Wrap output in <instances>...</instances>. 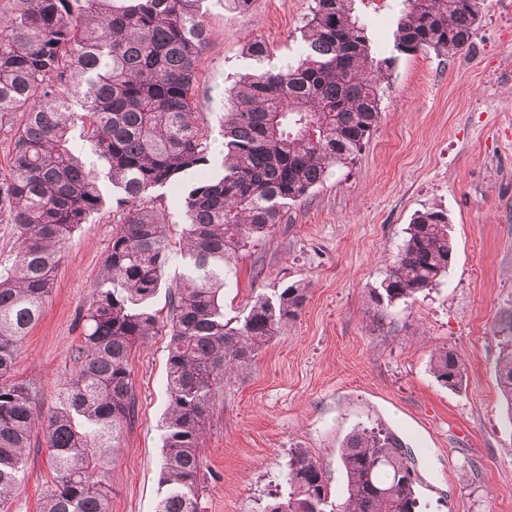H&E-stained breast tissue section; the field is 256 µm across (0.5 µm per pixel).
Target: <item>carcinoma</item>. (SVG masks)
Segmentation results:
<instances>
[{"label":"carcinoma","instance_id":"cac0c4a2","mask_svg":"<svg viewBox=\"0 0 512 512\" xmlns=\"http://www.w3.org/2000/svg\"><path fill=\"white\" fill-rule=\"evenodd\" d=\"M354 0H312L301 50L271 67L263 40L229 89L220 118L224 158L191 102L209 38L203 0H17L0 19V133L11 164L0 172V223L17 229L9 263L0 261V506L24 475L36 426L30 387L10 381L20 344L41 319L61 252L104 206L112 185L122 219L82 314L79 370L42 422L52 485L39 512H107L106 460L135 417L128 359L155 333L152 301L171 260L166 215L153 193L180 196L183 272L168 293L164 418L156 512H199L201 438L224 377L252 360L301 314L310 283L295 281L251 298L225 318L224 288L238 251L259 241L323 184L331 168L361 155L381 116V83L402 55L456 56L472 46L485 0H405L391 54L373 50ZM81 128L95 168L76 154ZM454 242L448 214L417 211L386 276L368 290L372 322L405 307L448 275ZM497 364L512 404V323ZM429 368L457 389L465 368L446 347ZM345 501L331 500L323 464L292 448L287 495L264 512H419L415 473L388 429L364 426L342 444Z\"/></svg>","mask_w":512,"mask_h":512}]
</instances>
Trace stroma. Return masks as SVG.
<instances>
[{
  "mask_svg": "<svg viewBox=\"0 0 512 512\" xmlns=\"http://www.w3.org/2000/svg\"><path fill=\"white\" fill-rule=\"evenodd\" d=\"M311 0H250L245 12L206 0L210 37L193 88L194 110L224 153L217 122L224 88L250 66L261 39L282 66L296 57ZM403 0H355L377 52L392 48ZM381 119L357 164L330 172L257 246L232 260L224 313L297 280L311 290L300 316L225 378L202 437V512H263L285 491L288 452L308 449L345 498L338 452L358 426L401 440L418 479L421 512H512V424L496 366L512 321V0H486L471 50L452 58L400 57L383 84ZM103 210L67 242L41 321L12 372L45 415L76 375L81 311L121 213L109 182ZM448 213L456 246L447 279L372 327L367 291L384 278L415 211ZM168 336L129 357L135 418L106 465L109 512H154L160 496L161 422ZM466 365L459 390L429 371L433 348ZM53 471L35 434L8 512H38Z\"/></svg>",
  "mask_w": 512,
  "mask_h": 512,
  "instance_id": "stroma-1",
  "label": "stroma"
}]
</instances>
